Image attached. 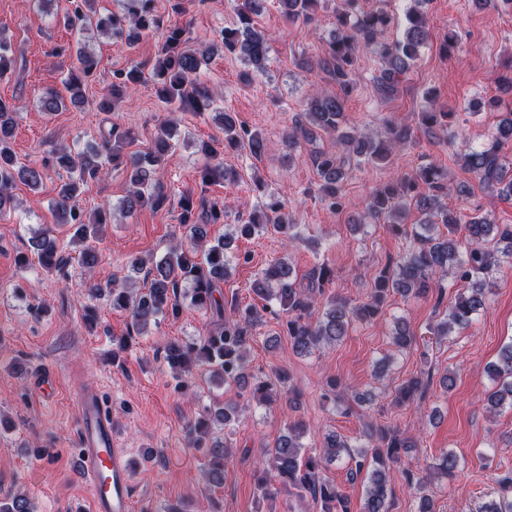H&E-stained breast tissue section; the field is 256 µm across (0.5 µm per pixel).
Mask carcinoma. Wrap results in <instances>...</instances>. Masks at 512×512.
I'll return each mask as SVG.
<instances>
[{"label":"carcinoma","mask_w":512,"mask_h":512,"mask_svg":"<svg viewBox=\"0 0 512 512\" xmlns=\"http://www.w3.org/2000/svg\"><path fill=\"white\" fill-rule=\"evenodd\" d=\"M95 0H70V9L63 22L82 35L91 28L107 38L126 37L131 42L144 32H155L163 40L161 53L151 68L156 90L168 105L189 107L196 112L209 109L215 97L199 78L202 61L218 50L236 55L252 66L247 80L268 75L270 38L265 31L254 26L253 16L260 12L261 0H242L237 12V26L222 32L221 40L202 52L183 48L184 30L179 27L164 28L154 13V0H127L120 12L104 14L93 8ZM319 0H278L285 19L291 23L315 21V7ZM406 14L407 26L403 38L383 41L385 30L392 18L382 9L365 10L360 0H345L344 8L336 13V29L329 42V49L314 63L336 85L332 93L315 92L305 102L304 112L298 114L294 126L286 135L289 152H300L305 145L316 140L320 131L336 135L344 146L342 155L332 151L308 152L320 178L321 201L332 209L345 205L343 184L351 165L383 162L392 152L413 140V131L405 125L385 122L383 138L369 134L353 135L340 131L345 103L357 87L358 67L355 50L359 45L374 48L384 62L376 78L377 88L383 92L393 90L401 82L429 37L430 21L420 6L429 0H412ZM76 70L65 81L66 89L75 91L72 103L82 106L85 97L80 95L84 82L93 77L98 67L96 55L85 42L75 46ZM143 78V71L131 68L112 73L108 95L99 101V109L109 112L122 94L130 91ZM19 107L0 98V210L12 201L10 190L16 182L37 188L42 182V170L18 161L11 143L15 129L14 114ZM420 122L426 127L448 126L449 114L428 108L419 113ZM224 147L244 148L254 157L264 150V138L256 130L239 127L231 112H222ZM173 129L166 123L159 127L153 147L146 153H123V146L130 139L127 132L105 137L99 144H89L82 151L70 147L59 148L53 155L56 164L69 170L71 177L63 183L52 202L55 218L74 228L75 237L84 244L80 254L81 264L91 269L97 254L91 242L99 239L102 224L111 212L101 207L88 214L80 206L81 185L99 177L103 165L121 167L129 173L132 189L121 199L119 210L132 214L143 207L160 208L166 201L157 171L163 166L171 149ZM512 141V111L497 126L495 142L488 148L466 149L458 154L462 167L474 173L480 184L503 199H512V160L504 161L499 145ZM237 173L217 162L202 170V181H234ZM445 174L430 162L412 174L404 173L376 188L366 203L367 214L376 222L388 225L392 233L412 238L413 245L388 259L376 278L373 293L368 301L353 304L330 291L334 274L321 264L311 273V287L298 283L292 265L283 259L273 260L258 273L253 292L265 301L262 309L253 306L244 309L231 306L230 315H224L223 300L216 297L218 288L231 273L232 263L227 255L228 243L224 238L210 236V226L220 223L224 212L201 205L193 212V202L185 196L181 202V222L189 227V245L170 249L154 264L146 265L142 257L131 256L126 265L136 272L146 271L150 284L134 289L125 284H114L109 289L112 308L128 312L129 333L142 335L151 323L172 315L177 317L188 308L210 311L218 317L217 327L196 341L180 343L169 341L160 347L164 363L170 368L178 383L192 374L194 368L204 364L212 376L226 384H240L247 369V349L251 333L263 326V314L285 319L288 340L293 352L307 356L315 350L331 346L347 335L352 322L375 319L393 295L402 298L427 297L437 293V303H442L445 291L434 288V276L453 272L456 281L466 284L458 289L448 307L443 321L436 326L435 334L447 336L454 330L467 328L474 316L486 306L485 283L480 276L488 274L500 262L498 248L493 238L509 244L512 257V224H490L483 217H473L461 222L459 215L441 202L445 189ZM414 205L422 220L405 224L406 209ZM286 204L274 194L263 197L248 218L235 225L239 237L248 238L274 230L289 243L298 239L294 225L288 222ZM30 247L37 261L46 270L64 267L68 259L58 248L50 229L33 236ZM324 299L323 310L313 316L315 297ZM414 336L402 321L395 323L392 344L401 352L411 348ZM497 385L485 397L491 410L512 409V343L504 346L498 361L489 365ZM428 381L413 376L399 390L398 402H413L424 397ZM252 399L258 405L273 401L270 384L261 381L251 388ZM236 410L221 403L207 410V416L190 424L187 434L194 447L204 450L209 457L208 476L215 484L224 481V460L231 456L224 443L210 441L209 419L227 423ZM368 448L353 452L352 445L336 434L324 437V452L308 454L301 439L306 428L301 423L288 427V434L280 437L273 447L264 451V475L259 488L262 499L277 497L278 487H283L299 498L309 497L321 504L322 512H352L350 499L326 475L327 465L347 458L348 474L355 479L367 472L368 485L359 512H391V491L387 484V470L400 462L402 451L415 447L413 440L390 426L368 425ZM458 468L456 456L444 452L438 463L406 470L408 485L420 493L417 512H435L432 495L426 493L431 484V471L451 476ZM0 512H34L26 493L13 491L0 499Z\"/></svg>","instance_id":"carcinoma-1"}]
</instances>
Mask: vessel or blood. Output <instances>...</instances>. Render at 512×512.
<instances>
[{"mask_svg":"<svg viewBox=\"0 0 512 512\" xmlns=\"http://www.w3.org/2000/svg\"><path fill=\"white\" fill-rule=\"evenodd\" d=\"M79 454L77 471L89 486L92 512H132V473L118 446L112 415L100 387L76 398Z\"/></svg>","mask_w":512,"mask_h":512,"instance_id":"1","label":"vessel or blood"}]
</instances>
